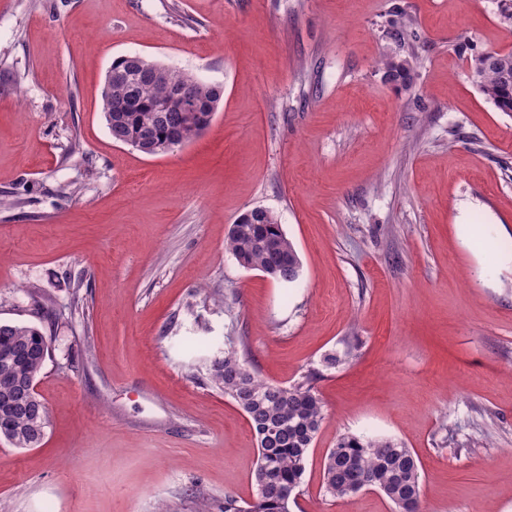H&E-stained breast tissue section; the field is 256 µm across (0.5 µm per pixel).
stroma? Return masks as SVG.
I'll list each match as a JSON object with an SVG mask.
<instances>
[{
  "label": "stroma",
  "instance_id": "stroma-1",
  "mask_svg": "<svg viewBox=\"0 0 512 512\" xmlns=\"http://www.w3.org/2000/svg\"><path fill=\"white\" fill-rule=\"evenodd\" d=\"M500 6L0 0V323L52 348L42 445L0 440V512L249 503L256 438L211 381L228 343L322 401L290 512H393L324 496L344 433L411 448L425 512H512V112L456 51L512 52ZM128 54L223 86L207 130L155 157L115 142L102 91ZM254 208L296 283L226 251Z\"/></svg>",
  "mask_w": 512,
  "mask_h": 512
}]
</instances>
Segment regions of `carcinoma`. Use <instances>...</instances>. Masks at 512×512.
<instances>
[{
  "label": "carcinoma",
  "mask_w": 512,
  "mask_h": 512,
  "mask_svg": "<svg viewBox=\"0 0 512 512\" xmlns=\"http://www.w3.org/2000/svg\"><path fill=\"white\" fill-rule=\"evenodd\" d=\"M456 51L471 56L472 79L482 95L500 112H512V53L503 56L477 50L464 41ZM388 80L408 88L411 86L410 63H384ZM187 73L172 69L148 58L138 60L134 75L112 82L105 81L102 102L112 100L127 104L124 113H103L112 138L127 143V137L148 133L157 139L166 135L177 139L192 129L202 118L201 112L169 113L164 121L156 113L143 108L162 98L177 100L184 91ZM201 105L217 112L222 94L214 85L202 83L193 89ZM247 221L238 224L225 242V249L236 260H244L256 269L282 266L279 253L269 250L267 242L284 237L282 225L272 213L262 215L254 223L253 211ZM46 335L36 326L0 324V367L4 354L13 348H29L41 353ZM44 363L37 358L15 368V374L36 383ZM213 384L232 398L245 414L259 447V460L254 473L256 495L243 510L231 495L224 496L223 512H290L291 487L302 482L310 448L323 420V405L309 381L284 387L261 379L245 366L238 351L229 346L214 363ZM48 418L31 413H18L9 425L0 426V439L16 448H35L45 437ZM364 478L371 479L392 502L395 512H415L421 501L422 477L417 460L404 443L390 439L366 440L343 435L330 449L323 462L322 488L334 499L351 496L353 486Z\"/></svg>",
  "instance_id": "carcinoma-1"
}]
</instances>
